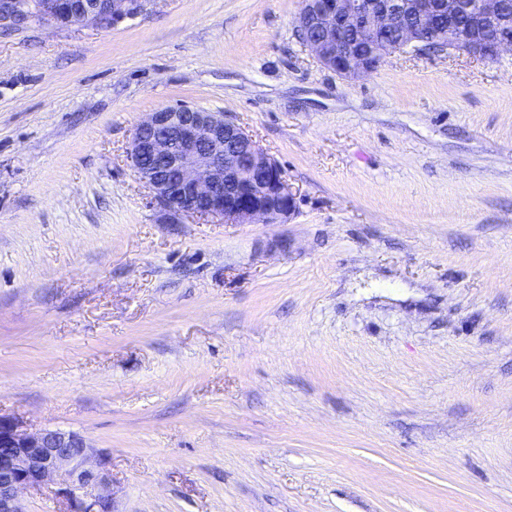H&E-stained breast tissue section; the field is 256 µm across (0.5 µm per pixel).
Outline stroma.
I'll return each mask as SVG.
<instances>
[{
	"mask_svg": "<svg viewBox=\"0 0 512 512\" xmlns=\"http://www.w3.org/2000/svg\"><path fill=\"white\" fill-rule=\"evenodd\" d=\"M301 6L0 29V413L84 436L115 512H512V52L346 80ZM165 106L295 212L171 219L127 159Z\"/></svg>",
	"mask_w": 512,
	"mask_h": 512,
	"instance_id": "stroma-1",
	"label": "stroma"
}]
</instances>
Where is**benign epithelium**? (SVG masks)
Wrapping results in <instances>:
<instances>
[{
  "label": "benign epithelium",
  "mask_w": 512,
  "mask_h": 512,
  "mask_svg": "<svg viewBox=\"0 0 512 512\" xmlns=\"http://www.w3.org/2000/svg\"><path fill=\"white\" fill-rule=\"evenodd\" d=\"M151 0H0V28L32 24L108 31ZM297 30L327 69L356 79L407 47L434 42L485 61L512 51L505 0H302ZM127 157L155 201L172 216L226 224H276L295 211L283 171L227 112L186 106L149 112ZM106 461L83 436L27 429L0 414V512H24L20 494L56 487L65 512H114Z\"/></svg>",
  "instance_id": "1"
}]
</instances>
